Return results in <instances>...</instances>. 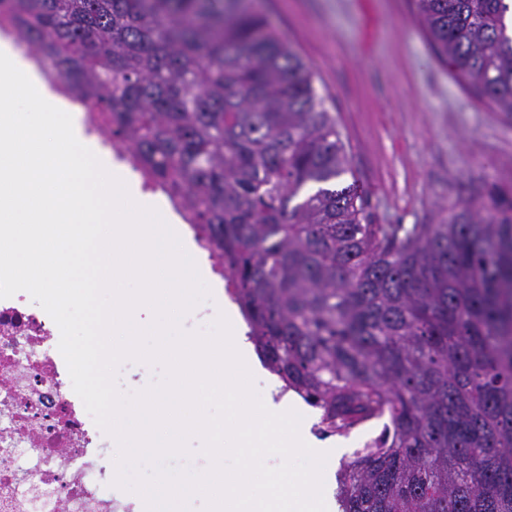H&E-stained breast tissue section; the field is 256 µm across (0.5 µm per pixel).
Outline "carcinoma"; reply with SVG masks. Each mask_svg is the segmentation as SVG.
Wrapping results in <instances>:
<instances>
[{"instance_id":"1","label":"carcinoma","mask_w":512,"mask_h":512,"mask_svg":"<svg viewBox=\"0 0 512 512\" xmlns=\"http://www.w3.org/2000/svg\"><path fill=\"white\" fill-rule=\"evenodd\" d=\"M20 37L180 191L263 363L334 434L343 512H512V207L367 224L336 117L249 0H6ZM435 54L512 112V5L413 0ZM384 422H386L385 418L379 420L374 419L365 424L352 428L346 435H332L325 437L315 436L310 431L309 433L307 430L302 429L303 431L307 432L311 437L321 441L332 442L333 445L335 446L333 453L329 455L327 458L323 472V474L333 475L335 493L338 484L336 482L338 477L337 473L342 460L352 456V453L356 449L361 448V446L365 442L377 437L383 429Z\"/></svg>"}]
</instances>
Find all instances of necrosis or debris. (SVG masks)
Instances as JSON below:
<instances>
[{"label": "necrosis or debris", "mask_w": 512, "mask_h": 512, "mask_svg": "<svg viewBox=\"0 0 512 512\" xmlns=\"http://www.w3.org/2000/svg\"><path fill=\"white\" fill-rule=\"evenodd\" d=\"M27 61L78 115L84 137L109 151L141 196L162 201L169 223L182 227L206 265L210 283L234 299V282L191 213L141 167L130 141L110 134L105 116L37 54L28 53ZM59 341L57 324L27 293L0 299V512H136L112 484V451L73 389Z\"/></svg>", "instance_id": "4bbe7bcc"}]
</instances>
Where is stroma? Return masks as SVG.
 <instances>
[{"label":"stroma","instance_id":"stroma-1","mask_svg":"<svg viewBox=\"0 0 512 512\" xmlns=\"http://www.w3.org/2000/svg\"><path fill=\"white\" fill-rule=\"evenodd\" d=\"M336 117L375 224H435L465 202L512 204V113L474 97L430 48L412 0H252ZM332 436L325 474L377 437Z\"/></svg>","mask_w":512,"mask_h":512}]
</instances>
